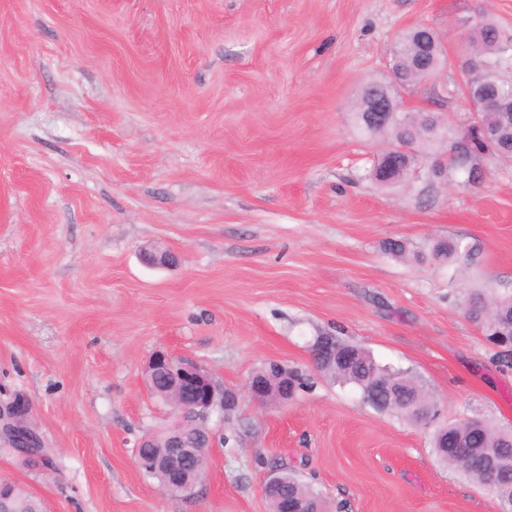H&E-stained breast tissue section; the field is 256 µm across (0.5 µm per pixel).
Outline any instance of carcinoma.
I'll use <instances>...</instances> for the list:
<instances>
[{
	"label": "carcinoma",
	"instance_id": "1",
	"mask_svg": "<svg viewBox=\"0 0 512 512\" xmlns=\"http://www.w3.org/2000/svg\"><path fill=\"white\" fill-rule=\"evenodd\" d=\"M476 39L472 53L483 64L485 72L499 90L512 95V39L501 36L493 18L484 13L470 23ZM415 32L408 29L397 38L391 57L401 80L414 89L426 83L429 77L448 64L442 44L431 49L423 71L415 60ZM365 94H360L351 113L357 130L367 138L385 136L397 143H410L416 155L394 160L378 154L373 160L369 176L380 187L388 188L401 183L416 166V160L437 153L444 145L443 138L434 133V127L444 118L433 112H405L399 120L386 126L370 125L365 120ZM484 123L493 129L492 144L476 140L455 146L448 151V168L440 169L433 178L450 181L456 173L464 172L467 179L481 178L479 162L483 158L504 162L512 161V113L485 112ZM430 257L443 263L459 258H468L469 249L459 242L437 241ZM465 316L481 325L492 342H512V295L490 296L482 289L466 294L462 302ZM336 347L350 354L349 361L325 369L333 380L341 385H352L364 392L376 385L381 389L367 401L378 412H390L409 417L413 409L426 410L435 406L432 396L418 377L408 370L382 365L365 348L334 338ZM448 430L457 436L459 447H439V434L432 439L436 454L446 465L454 468L466 478L474 481L499 502L504 512H512V434L495 429L481 420H464L448 425ZM492 462L496 471L493 481H487L481 461ZM282 492L288 496L309 499L321 503L319 493L295 477H290Z\"/></svg>",
	"mask_w": 512,
	"mask_h": 512
}]
</instances>
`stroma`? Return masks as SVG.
<instances>
[{
	"label": "stroma",
	"mask_w": 512,
	"mask_h": 512,
	"mask_svg": "<svg viewBox=\"0 0 512 512\" xmlns=\"http://www.w3.org/2000/svg\"><path fill=\"white\" fill-rule=\"evenodd\" d=\"M479 12L512 38V0H0V398H29L51 460L0 447V477L49 512H270L283 465L323 512H499L430 440L471 417L512 431V366L461 308L473 288L512 293V162L382 188L383 143L350 114L426 24L452 62L408 104L464 131L456 22ZM440 239L468 260L384 251ZM145 247L179 261L148 266ZM323 334L419 376L431 425L318 371ZM167 348L240 396L208 423L189 499L136 460L170 420L143 381ZM271 362L310 386L261 407L246 386Z\"/></svg>",
	"instance_id": "obj_1"
}]
</instances>
